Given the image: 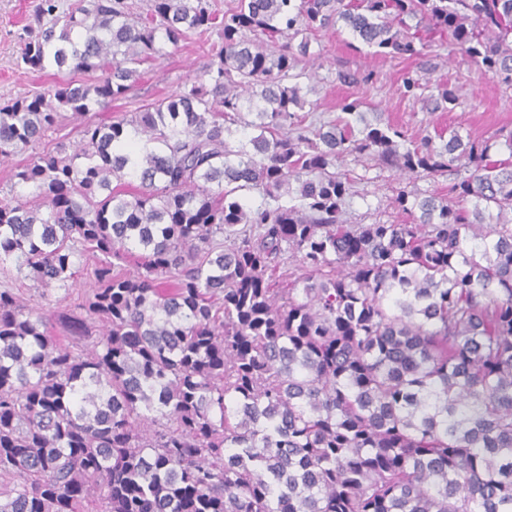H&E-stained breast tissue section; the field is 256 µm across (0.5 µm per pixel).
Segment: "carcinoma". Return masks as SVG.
<instances>
[{
  "mask_svg": "<svg viewBox=\"0 0 512 512\" xmlns=\"http://www.w3.org/2000/svg\"><path fill=\"white\" fill-rule=\"evenodd\" d=\"M38 10L21 62L72 78L0 105V163L62 109L82 137L10 172L29 192L0 199V272L89 287L72 345L0 289V512H512V133L501 159L455 131L402 149L358 99L305 124L291 82L309 34L341 25L394 55L454 45L512 83V0ZM213 32L183 91L89 118L162 45ZM403 89L434 112L455 101L413 72ZM350 155L409 180L453 168L473 205L405 185L406 222L350 224ZM286 259L305 273L277 291Z\"/></svg>",
  "mask_w": 512,
  "mask_h": 512,
  "instance_id": "obj_1",
  "label": "carcinoma"
}]
</instances>
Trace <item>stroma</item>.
Returning <instances> with one entry per match:
<instances>
[{
    "instance_id": "35a3bbf8",
    "label": "stroma",
    "mask_w": 512,
    "mask_h": 512,
    "mask_svg": "<svg viewBox=\"0 0 512 512\" xmlns=\"http://www.w3.org/2000/svg\"><path fill=\"white\" fill-rule=\"evenodd\" d=\"M38 0H0V102L43 89L52 73H37L18 66V35L25 26H36ZM189 37L179 46H164L161 56L142 67L136 87L110 107L92 113L97 122H109L177 93L200 75L208 62L210 43ZM311 56L300 64L310 119H334L343 103L364 98L378 106L383 119L406 137L421 136L427 125L452 129L476 140L496 138L494 152L507 157L504 141L512 132V83L484 73L468 56L451 49H424L420 54L390 56L375 53L353 38L348 30L328 29L311 38ZM427 70L431 78L443 79L456 94L448 109L426 112L421 102L402 93L401 78L409 70ZM371 83H364V76ZM345 169L354 180L346 199L348 217L355 224L400 223L404 217L391 204L398 187L395 171L376 161L347 159Z\"/></svg>"
}]
</instances>
